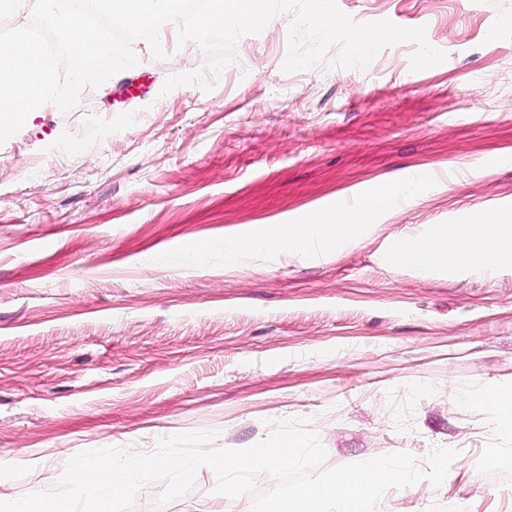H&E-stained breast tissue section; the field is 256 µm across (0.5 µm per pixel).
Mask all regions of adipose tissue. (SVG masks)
<instances>
[{
	"label": "adipose tissue",
	"mask_w": 512,
	"mask_h": 512,
	"mask_svg": "<svg viewBox=\"0 0 512 512\" xmlns=\"http://www.w3.org/2000/svg\"><path fill=\"white\" fill-rule=\"evenodd\" d=\"M427 171H415L398 184H380L356 204L337 203L311 211L302 220L266 225L250 237L228 236L224 254L233 259L262 250L305 254L319 247L337 251L365 239L398 200L411 202L432 188ZM390 265L395 269H437L456 272L467 267L494 271L512 267V212L478 211L465 222L428 237L400 235L393 242Z\"/></svg>",
	"instance_id": "adipose-tissue-1"
}]
</instances>
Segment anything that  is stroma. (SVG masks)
Segmentation results:
<instances>
[{
  "mask_svg": "<svg viewBox=\"0 0 512 512\" xmlns=\"http://www.w3.org/2000/svg\"><path fill=\"white\" fill-rule=\"evenodd\" d=\"M358 22L425 27L365 68L287 72L288 19L243 36L211 90L193 42L48 107L0 145V498L56 488L87 449L153 451L208 431L241 449L311 419L326 467L460 449L441 485L385 491L381 512H512V437L471 395L512 385V268L393 270L397 233L430 235L475 209L512 210V0H337ZM497 35H490V28ZM426 169L439 187L327 254L224 238L295 220ZM199 468L135 512H247Z\"/></svg>",
  "mask_w": 512,
  "mask_h": 512,
  "instance_id": "stroma-1",
  "label": "stroma"
}]
</instances>
